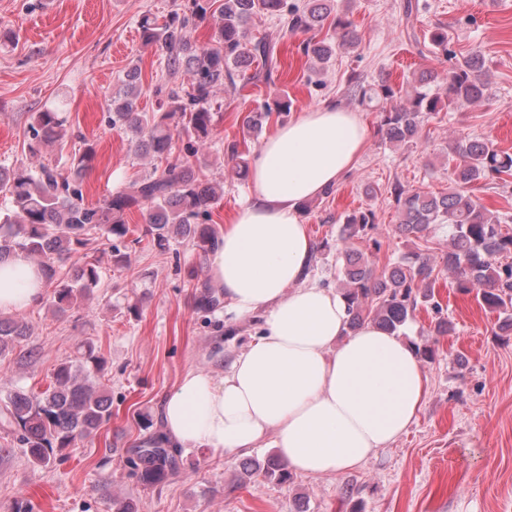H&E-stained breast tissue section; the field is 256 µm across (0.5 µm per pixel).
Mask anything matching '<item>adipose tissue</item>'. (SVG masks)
Returning a JSON list of instances; mask_svg holds the SVG:
<instances>
[{
  "label": "adipose tissue",
  "instance_id": "obj_1",
  "mask_svg": "<svg viewBox=\"0 0 512 512\" xmlns=\"http://www.w3.org/2000/svg\"><path fill=\"white\" fill-rule=\"evenodd\" d=\"M367 141L363 118L328 104L263 141L248 178L253 202L225 225L209 274L224 322L263 312L260 331L223 376L191 370L164 399L161 437L175 448L231 454L273 445L295 472L338 476L402 436L428 380L411 344L368 325L349 331L347 303L310 272L301 205L334 185ZM43 281L24 255L0 263V312L39 303Z\"/></svg>",
  "mask_w": 512,
  "mask_h": 512
}]
</instances>
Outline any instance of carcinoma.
<instances>
[{"instance_id":"1","label":"carcinoma","mask_w":512,"mask_h":512,"mask_svg":"<svg viewBox=\"0 0 512 512\" xmlns=\"http://www.w3.org/2000/svg\"><path fill=\"white\" fill-rule=\"evenodd\" d=\"M215 18L212 44L201 46L187 35L189 26ZM278 17L286 32L303 34L299 45L311 71L324 69L336 47L354 48L359 38L346 17L335 11L333 0H188L182 12L160 22L144 16L139 22L142 42L161 52L169 82L165 86L168 110L145 112L138 104L141 90L139 69L126 74L125 87L106 103L109 124L127 138L138 156L166 162L159 174L152 173L132 190L110 193L96 204H88L83 193L87 172L96 158L94 144L83 148L62 167L38 168L0 166V261L17 254L28 257L40 268L43 282L52 286L47 302L60 318L72 315L81 300L100 283L101 259L87 253L89 245L101 240L100 252L116 265L127 263L118 247L129 233L125 215L131 208L141 211L142 237L165 250L173 238L188 241L204 257L213 251L219 236L213 227V210L223 187L202 182L196 167L206 163L216 136V113L210 102L217 89L237 88L242 77L257 86L274 82L278 70L275 44L249 33L250 21L258 16ZM328 28L336 40L318 37ZM430 44L444 50L453 65L443 79L444 93L432 92L430 81L438 75L424 70L404 86L381 78L364 83L353 74L347 93L360 106L378 113L377 131L382 141L393 146L418 142L426 123L443 109L484 100L488 86L484 54L472 49L459 55L448 49V31L437 28L429 34ZM187 82L178 81L181 73ZM291 101L278 96L262 108L248 111L244 127L260 131L272 117L288 115ZM67 117L59 109L34 113L30 124L29 150L63 140L68 134ZM185 136L184 146L178 137ZM227 163L243 177L249 163L237 142L225 148ZM448 188L420 192L400 183L390 187L398 213L397 230L417 235L432 224L448 225V253L438 259L420 252L400 255L378 272L354 241L368 235L376 224L371 210H354L339 217L336 254L343 259L341 292L347 300L348 325L353 330L373 324L390 333L405 335L416 311L426 307L433 313L430 332L449 336L455 326L442 317L436 300L434 272L442 264L452 276L455 293L472 296L489 312L506 315L500 329L512 334V232H502V221L491 214L481 199L471 194L477 182L496 185L512 177V155L499 151L480 138L454 140L448 144ZM81 260L71 262L76 254ZM71 266H66V263ZM198 309L211 311L221 298L206 283H197ZM31 339V329L21 314L0 317V358ZM104 359L87 348L81 357L60 363L44 390L16 389L3 400V423L17 432L21 447L32 462L51 461L55 450L77 441L93 439L112 418V401L105 387L97 384ZM134 465L139 481L155 486L178 469L177 458L160 438H152L136 449ZM250 467L282 483L289 474L274 454Z\"/></svg>"}]
</instances>
